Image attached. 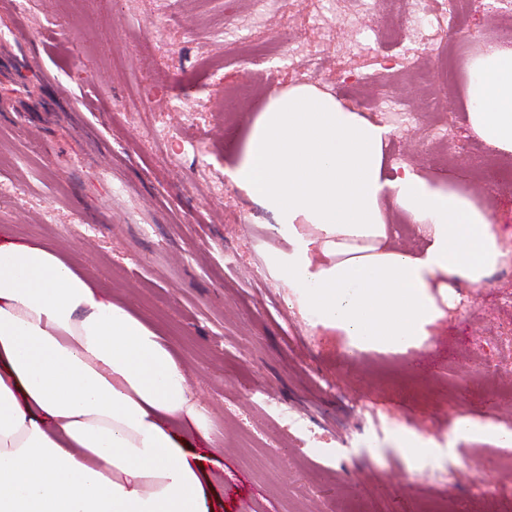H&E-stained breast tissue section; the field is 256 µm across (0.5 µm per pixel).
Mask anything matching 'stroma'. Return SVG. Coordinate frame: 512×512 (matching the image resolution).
I'll list each match as a JSON object with an SVG mask.
<instances>
[{
    "mask_svg": "<svg viewBox=\"0 0 512 512\" xmlns=\"http://www.w3.org/2000/svg\"><path fill=\"white\" fill-rule=\"evenodd\" d=\"M304 0H280L263 26L274 60L234 65L251 92L224 115L225 11L242 20L254 0H0V225L12 241L44 239L72 256L105 294L156 326L191 372L212 424L198 452L218 449L208 472L219 512H512L498 493L511 448L477 437L451 441L457 407L512 429V410L490 408L488 369L512 374V268L494 274L478 304L452 310L430 342L404 353L346 356L339 336L313 328L280 277L288 252L274 218L226 175L270 97L307 81L283 68L282 28H301ZM400 37V11L339 14L311 81L390 126L388 162L406 158L434 182L463 170L496 223L512 229V196L489 198L497 152L472 133L457 77L446 111L416 112L408 126L371 109L406 100L413 75L377 59L354 88L336 76L337 42L350 28ZM303 36L314 29L301 28ZM470 53L512 47V6L464 12L448 45ZM193 113L180 123V111ZM432 440L413 451L414 437ZM479 469L491 495L447 488L439 472Z\"/></svg>",
    "mask_w": 512,
    "mask_h": 512,
    "instance_id": "obj_1",
    "label": "stroma"
}]
</instances>
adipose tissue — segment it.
<instances>
[{"instance_id":"ef3b65f1","label":"adipose tissue","mask_w":512,"mask_h":512,"mask_svg":"<svg viewBox=\"0 0 512 512\" xmlns=\"http://www.w3.org/2000/svg\"><path fill=\"white\" fill-rule=\"evenodd\" d=\"M471 130L512 154V48L466 63ZM391 130L304 84L256 119L232 183L271 211L291 248L280 273L312 326L352 355L421 347L460 301L512 265L458 174L388 173ZM423 243L393 245L388 208ZM210 424L159 330L48 242L0 231V512H211Z\"/></svg>"}]
</instances>
